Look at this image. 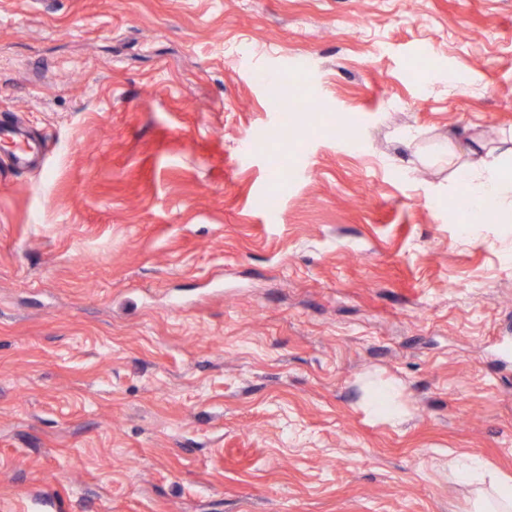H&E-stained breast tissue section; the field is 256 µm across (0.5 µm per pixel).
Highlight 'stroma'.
Wrapping results in <instances>:
<instances>
[{
	"instance_id": "stroma-1",
	"label": "stroma",
	"mask_w": 512,
	"mask_h": 512,
	"mask_svg": "<svg viewBox=\"0 0 512 512\" xmlns=\"http://www.w3.org/2000/svg\"><path fill=\"white\" fill-rule=\"evenodd\" d=\"M282 82L324 106L285 142ZM2 123L0 512H473L449 458L512 478V223L450 218L445 152L512 136V0H0ZM368 411L378 418H382L392 425L403 421L404 415L393 400V386H374L367 391L366 401Z\"/></svg>"
}]
</instances>
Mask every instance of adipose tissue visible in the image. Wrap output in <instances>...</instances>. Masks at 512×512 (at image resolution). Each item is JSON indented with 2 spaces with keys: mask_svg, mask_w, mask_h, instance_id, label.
<instances>
[{
  "mask_svg": "<svg viewBox=\"0 0 512 512\" xmlns=\"http://www.w3.org/2000/svg\"><path fill=\"white\" fill-rule=\"evenodd\" d=\"M466 161L456 170V176L467 190L471 224L483 223L484 214L493 209L512 218V144L491 147L480 140L469 144ZM456 476L474 486L477 491L475 512H512V480L490 472L475 458L451 461Z\"/></svg>",
  "mask_w": 512,
  "mask_h": 512,
  "instance_id": "adipose-tissue-1",
  "label": "adipose tissue"
}]
</instances>
